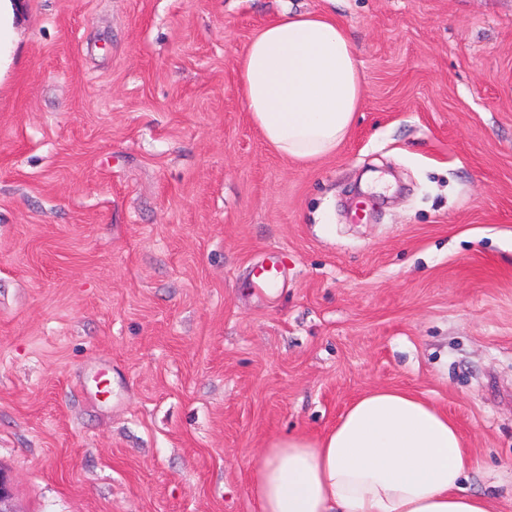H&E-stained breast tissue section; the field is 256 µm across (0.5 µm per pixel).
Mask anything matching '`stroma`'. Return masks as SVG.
Instances as JSON below:
<instances>
[{
    "instance_id": "35a3bbf8",
    "label": "stroma",
    "mask_w": 512,
    "mask_h": 512,
    "mask_svg": "<svg viewBox=\"0 0 512 512\" xmlns=\"http://www.w3.org/2000/svg\"><path fill=\"white\" fill-rule=\"evenodd\" d=\"M287 11L365 76L312 164L238 79ZM0 55L12 512H256L266 441L377 387L445 408L512 512V0H17Z\"/></svg>"
}]
</instances>
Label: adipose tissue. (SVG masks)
I'll list each match as a JSON object with an SVG mask.
<instances>
[{
	"label": "adipose tissue",
	"mask_w": 512,
	"mask_h": 512,
	"mask_svg": "<svg viewBox=\"0 0 512 512\" xmlns=\"http://www.w3.org/2000/svg\"><path fill=\"white\" fill-rule=\"evenodd\" d=\"M252 124L284 157L311 163L349 134L364 94L355 48L324 13L282 14L238 59ZM472 455L444 409L401 390L353 401L318 435L272 437L251 470L257 512H496L465 486Z\"/></svg>",
	"instance_id": "adipose-tissue-1"
}]
</instances>
